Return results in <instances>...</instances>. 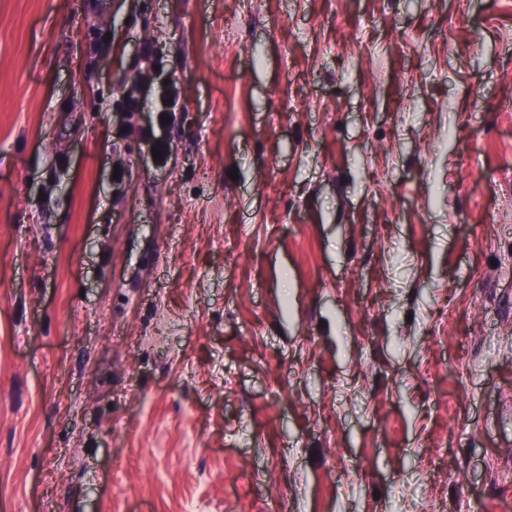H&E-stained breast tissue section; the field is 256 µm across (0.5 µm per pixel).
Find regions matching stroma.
<instances>
[{"label": "stroma", "instance_id": "35a3bbf8", "mask_svg": "<svg viewBox=\"0 0 512 512\" xmlns=\"http://www.w3.org/2000/svg\"><path fill=\"white\" fill-rule=\"evenodd\" d=\"M0 512H512V0H0Z\"/></svg>", "mask_w": 512, "mask_h": 512}]
</instances>
